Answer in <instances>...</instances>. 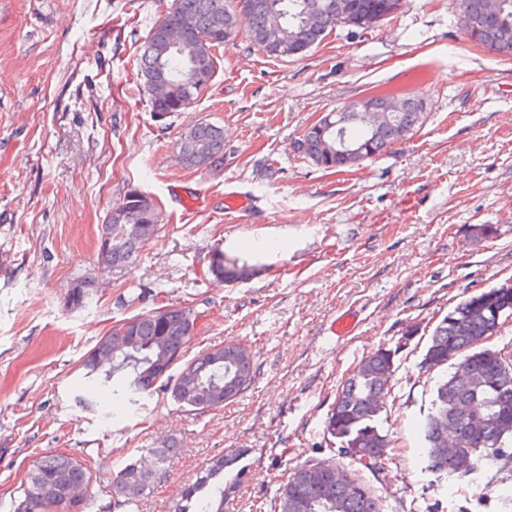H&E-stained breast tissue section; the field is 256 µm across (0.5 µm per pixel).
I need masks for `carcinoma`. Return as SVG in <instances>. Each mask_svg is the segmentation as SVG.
<instances>
[{"label": "carcinoma", "mask_w": 512, "mask_h": 512, "mask_svg": "<svg viewBox=\"0 0 512 512\" xmlns=\"http://www.w3.org/2000/svg\"><path fill=\"white\" fill-rule=\"evenodd\" d=\"M340 0H245V8L237 9L238 0H175L174 6L158 18L149 31L140 57L139 75L145 88L159 79L171 82L170 98L152 104V111L175 114L197 98L202 88L185 90V82L193 72L213 76L215 51L226 42L224 32H236L240 17H245L248 37L255 46L264 40L268 23L277 19L285 46L314 47L333 30L346 27L339 19L336 6ZM480 0H457L478 21V43L504 57H512V0H499L500 18L491 23L479 21ZM189 19L195 30L214 35L215 42L202 47L191 35L179 47L171 48L165 37L167 30ZM340 130L346 140L361 149L354 165L361 164L403 141L420 126L425 117L423 99L409 98L401 112L388 113V119L377 129L367 128L362 114L352 109L342 113ZM336 130L323 132L317 125L308 127L298 142V150L324 169L336 168V157L327 147ZM178 145L184 147L182 158L191 167H216L224 160V131L210 123H199L180 134ZM125 217L122 223L106 221L99 237L112 238L110 247L98 246L101 262L112 268L130 264L145 242L158 230L159 212L153 199L141 192L125 195L120 202ZM209 273L228 283H239L253 276L254 267L214 248ZM512 316V280L487 291L460 300L435 327L423 366L430 370L455 357L470 363L472 376L459 381L451 375L436 389L431 411L423 425L426 471L438 477L447 475L466 478L475 474L481 461L497 465L504 474L501 482L512 479V349H493L483 342L496 335L503 316ZM199 313L185 306L167 305L142 311L119 321L86 355L82 363L83 394L80 399L88 407L96 404V393L106 390L131 406L155 392L157 386L171 391L180 406L203 412L210 401L236 398L251 385L253 365L245 358L240 344L213 348L204 356L186 360L188 341ZM123 339L127 347L116 351ZM395 351L379 347L365 356L344 380L327 417L326 429L340 440V451L352 461L372 472L384 470V461L364 458L376 448L388 447L377 422L386 408L390 394ZM480 422L474 428L470 418ZM458 435L471 455V470L459 473L438 464L441 444L448 432ZM240 459L228 453L214 459L176 500L170 512H224L230 497L240 486L243 470L224 482V471ZM319 463L295 468L279 493L280 512H380L372 488L358 477L353 485L327 487V496L313 501L311 488ZM93 473L84 459L58 453L38 460L30 469L21 497L13 504V512H84L85 501L72 511L64 504L67 488L75 483L90 485ZM151 474L136 463L124 465L112 479L113 504H131L125 494L130 483L141 489L150 485Z\"/></svg>", "instance_id": "cac0c4a2"}]
</instances>
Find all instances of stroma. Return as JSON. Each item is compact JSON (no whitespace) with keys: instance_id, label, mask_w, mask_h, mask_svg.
Here are the masks:
<instances>
[{"instance_id":"35a3bbf8","label":"stroma","mask_w":512,"mask_h":512,"mask_svg":"<svg viewBox=\"0 0 512 512\" xmlns=\"http://www.w3.org/2000/svg\"><path fill=\"white\" fill-rule=\"evenodd\" d=\"M173 0H0V512L33 462L91 457L90 512H109L127 462L150 489L119 512H169L212 459L241 451L228 512H278L291 469L351 461L326 430L336 391L371 351L395 349L378 427L386 470L364 472L381 512H503L495 467L477 477L426 471L423 424L446 368L422 361L437 324L464 295L512 278V58L476 45L456 0H408L380 27H348L294 59L264 56L246 29L217 52L211 84L156 120L138 76L142 46ZM422 95L427 118L402 143L342 172L297 142L322 114L361 96ZM224 129V162L179 157L181 132ZM149 194L156 236L125 268L98 261L99 228L125 193ZM251 196L248 215L224 194ZM201 200L185 208L180 197ZM473 224L495 225L476 242ZM260 269L229 284L210 251ZM86 280L93 296H66ZM166 304L199 318L189 354L229 343L251 353L252 386L201 414L156 390L138 412L106 393L77 396L81 363L117 321ZM359 319L344 339L326 326ZM169 449L156 464L153 449Z\"/></svg>"}]
</instances>
